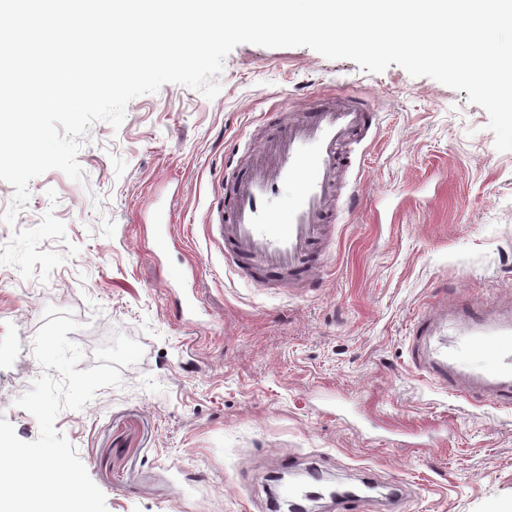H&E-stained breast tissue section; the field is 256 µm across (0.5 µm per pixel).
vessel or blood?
Masks as SVG:
<instances>
[{
  "label": "vessel or blood",
  "instance_id": "vessel-or-blood-1",
  "mask_svg": "<svg viewBox=\"0 0 512 512\" xmlns=\"http://www.w3.org/2000/svg\"><path fill=\"white\" fill-rule=\"evenodd\" d=\"M374 113L360 101L316 96L307 112L274 130L267 161L238 172L222 223L212 225L224 243L225 261L245 257L286 281L308 279L312 258L324 250L322 224L328 196L342 163L341 147L354 133L370 129ZM287 205L279 200L284 190ZM451 329L474 350H491L494 363L462 366L459 349L440 339L415 368L453 395L501 407L512 406V314L466 308L450 314ZM392 512L389 491L339 497L337 512Z\"/></svg>",
  "mask_w": 512,
  "mask_h": 512
}]
</instances>
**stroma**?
<instances>
[{
    "instance_id": "35a3bbf8",
    "label": "stroma",
    "mask_w": 512,
    "mask_h": 512,
    "mask_svg": "<svg viewBox=\"0 0 512 512\" xmlns=\"http://www.w3.org/2000/svg\"><path fill=\"white\" fill-rule=\"evenodd\" d=\"M217 81L214 99L166 84L120 127L95 123L82 181L48 171L15 225L0 222L3 244L51 212L80 248L45 282L0 265V416L38 437L15 401L43 373L33 343L51 305L79 324L80 369L118 333L144 350L121 385L55 422L107 512H273L270 477L289 462L344 480L370 466L412 486L403 512H512V409L456 398L411 352L426 310L443 318L462 295L512 304V151L496 149L487 112L398 65L372 73L307 47L239 45ZM316 92L366 101L377 123L337 174L328 268L258 288L209 226L246 146ZM168 207L161 248L152 219ZM191 293L197 322L181 314Z\"/></svg>"
}]
</instances>
